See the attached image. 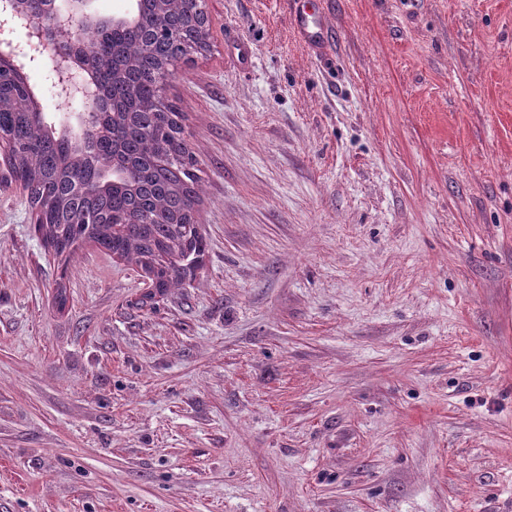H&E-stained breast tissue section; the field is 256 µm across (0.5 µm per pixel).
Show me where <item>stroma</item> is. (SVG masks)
<instances>
[{
    "mask_svg": "<svg viewBox=\"0 0 512 512\" xmlns=\"http://www.w3.org/2000/svg\"><path fill=\"white\" fill-rule=\"evenodd\" d=\"M318 2H206L182 287L0 153V512H512V0Z\"/></svg>",
    "mask_w": 512,
    "mask_h": 512,
    "instance_id": "obj_1",
    "label": "stroma"
}]
</instances>
